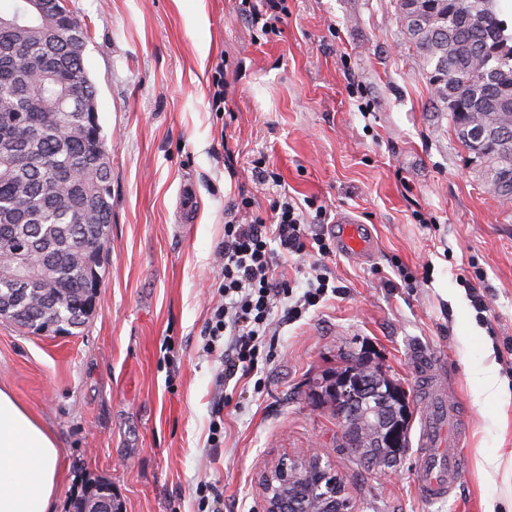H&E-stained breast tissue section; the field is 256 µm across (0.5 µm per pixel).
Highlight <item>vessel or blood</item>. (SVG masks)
<instances>
[{
	"label": "vessel or blood",
	"mask_w": 512,
	"mask_h": 512,
	"mask_svg": "<svg viewBox=\"0 0 512 512\" xmlns=\"http://www.w3.org/2000/svg\"><path fill=\"white\" fill-rule=\"evenodd\" d=\"M342 226L341 250L349 256L365 254L371 247L349 213L337 215ZM419 377L424 429L420 438L416 485L421 496L430 502L447 499L457 488L465 469L459 437L465 426L456 400L441 381L442 364L436 358L419 355L415 358Z\"/></svg>",
	"instance_id": "1"
}]
</instances>
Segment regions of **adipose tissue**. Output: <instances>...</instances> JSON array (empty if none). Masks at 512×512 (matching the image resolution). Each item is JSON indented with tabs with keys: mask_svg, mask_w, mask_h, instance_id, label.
I'll return each mask as SVG.
<instances>
[{
	"mask_svg": "<svg viewBox=\"0 0 512 512\" xmlns=\"http://www.w3.org/2000/svg\"><path fill=\"white\" fill-rule=\"evenodd\" d=\"M60 475L54 435L0 388V512H50Z\"/></svg>",
	"mask_w": 512,
	"mask_h": 512,
	"instance_id": "obj_1",
	"label": "adipose tissue"
}]
</instances>
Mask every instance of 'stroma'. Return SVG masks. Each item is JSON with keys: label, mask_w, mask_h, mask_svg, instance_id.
Masks as SVG:
<instances>
[{"label": "stroma", "mask_w": 512, "mask_h": 512, "mask_svg": "<svg viewBox=\"0 0 512 512\" xmlns=\"http://www.w3.org/2000/svg\"><path fill=\"white\" fill-rule=\"evenodd\" d=\"M272 27L242 0H66L87 23L85 65L111 151L112 234L98 305L70 335L0 319V387L55 435L62 476L53 512L85 479L112 484L122 512H258L264 467L319 449L347 480L354 512H512V405L475 401L473 371L512 388V201L481 180L432 87L399 0H282ZM224 109L211 107L216 69ZM265 162L279 183H259ZM197 221L179 223L184 182ZM358 212L376 249L292 255L301 297L317 265L330 293L281 325L250 377L220 385L204 327L218 296L217 251L242 196ZM444 358L466 421L456 495L423 499L422 432L410 359ZM401 383L413 411L395 470L367 469L313 392L351 353ZM224 441L209 442L216 403ZM496 464L477 472L479 456Z\"/></svg>", "instance_id": "1"}]
</instances>
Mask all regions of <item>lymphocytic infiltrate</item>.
<instances>
[{
	"mask_svg": "<svg viewBox=\"0 0 512 512\" xmlns=\"http://www.w3.org/2000/svg\"><path fill=\"white\" fill-rule=\"evenodd\" d=\"M252 206L250 198H241L232 206V219L224 224L215 283L220 300L205 330L207 349L222 352L228 380L249 376L256 368L261 346L276 334L271 320L275 307H283L284 321L296 320L320 302L329 283L326 273H316L295 305L285 306V299L294 298L282 272L289 254L302 253L312 243L324 257L331 247L320 234L311 233L309 217L294 199L274 200L267 219L252 214ZM275 242L280 245L276 251L271 248Z\"/></svg>",
	"mask_w": 512,
	"mask_h": 512,
	"instance_id": "f902f5d3",
	"label": "lymphocytic infiltrate"
}]
</instances>
